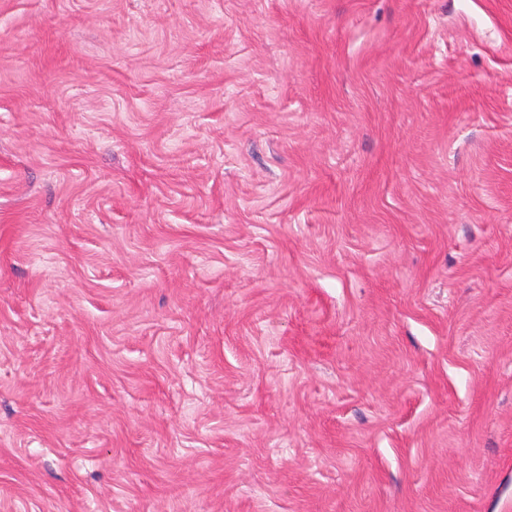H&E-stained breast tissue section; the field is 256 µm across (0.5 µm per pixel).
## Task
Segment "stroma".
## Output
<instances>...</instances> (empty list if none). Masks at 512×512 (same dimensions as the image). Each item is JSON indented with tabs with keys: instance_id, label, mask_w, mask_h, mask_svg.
<instances>
[{
	"instance_id": "35a3bbf8",
	"label": "stroma",
	"mask_w": 512,
	"mask_h": 512,
	"mask_svg": "<svg viewBox=\"0 0 512 512\" xmlns=\"http://www.w3.org/2000/svg\"><path fill=\"white\" fill-rule=\"evenodd\" d=\"M0 512H512V0H0Z\"/></svg>"
}]
</instances>
